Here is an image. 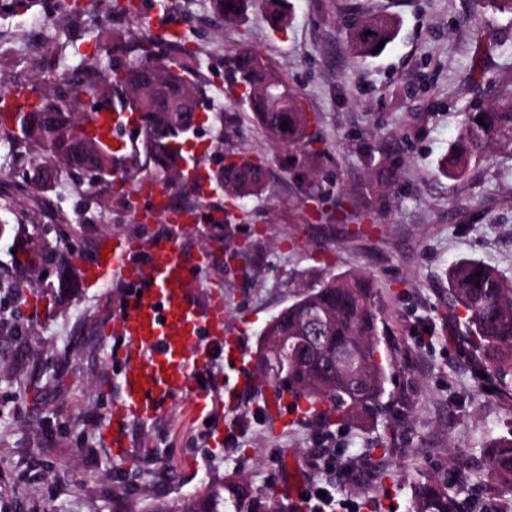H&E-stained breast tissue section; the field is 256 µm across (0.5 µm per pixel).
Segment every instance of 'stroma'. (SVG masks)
Returning a JSON list of instances; mask_svg holds the SVG:
<instances>
[{
	"mask_svg": "<svg viewBox=\"0 0 512 512\" xmlns=\"http://www.w3.org/2000/svg\"><path fill=\"white\" fill-rule=\"evenodd\" d=\"M81 19L60 0H27L14 9L0 0V81L29 85L83 67L94 47V23L108 0H82ZM139 15L116 26L139 34L154 18L173 21L195 49L204 122L195 140L204 172L240 152L264 158L268 184L241 200L230 223L191 225L184 246L205 253L195 291L224 297V328L259 351L267 323L304 289L331 275L371 279L381 315V350L392 377L387 412L366 426L331 427L340 457L336 473L307 466L319 445L316 417L268 416L261 389L225 408L228 442L212 446L209 427L187 405L128 431V463L102 439L116 390V340L105 332L124 294L109 277L58 297L57 268L36 265L25 293L44 297L47 311L30 317L12 303L0 321V512H138L178 506L206 485L236 473L257 488L278 486L286 459L302 478L330 484L336 501L357 512H410L412 485L422 471L439 474L470 512H512V488L484 467L488 441L512 422V390L490 388L474 371L464 324L449 323L446 272L463 259L482 261L512 278V148L492 145L458 179L438 164L457 140L465 113L512 98V15L478 16L474 0H287V28L251 7L221 20L212 0H143ZM393 18L397 36L377 56L352 63L349 30L361 12ZM39 47L53 62L39 66ZM256 49L308 112L319 150L318 172L333 177L362 224L319 221L304 186L287 172L288 151L261 129L232 93L226 62ZM395 159L397 180L376 202L362 195L371 157ZM27 170L0 141V224L17 251H29L32 224L48 241L94 255L115 238L157 235L160 223L138 220L109 181L98 183L104 209L85 208L72 181L56 178L39 194L25 191ZM84 223H77V216ZM248 253L232 261L225 244Z\"/></svg>",
	"mask_w": 512,
	"mask_h": 512,
	"instance_id": "obj_1",
	"label": "stroma"
}]
</instances>
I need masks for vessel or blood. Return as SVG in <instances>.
Masks as SVG:
<instances>
[{
	"instance_id": "obj_1",
	"label": "vessel or blood",
	"mask_w": 512,
	"mask_h": 512,
	"mask_svg": "<svg viewBox=\"0 0 512 512\" xmlns=\"http://www.w3.org/2000/svg\"><path fill=\"white\" fill-rule=\"evenodd\" d=\"M93 126L101 135L117 138L113 153L120 162L134 159L138 113L101 109L94 114ZM180 162L189 173L188 184L201 198H208L212 188L196 164L194 149L185 150ZM129 193L151 204L153 216L164 219L166 233L114 246L104 259L84 266L87 280L112 274L127 286L118 312L107 324L121 343L115 352L119 389L104 431L118 457L125 452L134 423L156 419L180 401L199 410L207 407L212 397L194 382L193 373L215 355H224L238 370L237 382L228 392L230 403H238L240 394L256 382L255 359L242 353L237 337L224 333L223 300L200 303L191 288L200 259L182 248L185 226L173 189L146 181L130 187ZM138 384L143 387L139 393L134 390Z\"/></svg>"
}]
</instances>
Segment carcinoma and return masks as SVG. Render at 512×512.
Wrapping results in <instances>:
<instances>
[{
	"label": "carcinoma",
	"instance_id": "1",
	"mask_svg": "<svg viewBox=\"0 0 512 512\" xmlns=\"http://www.w3.org/2000/svg\"><path fill=\"white\" fill-rule=\"evenodd\" d=\"M232 8H227V5ZM250 5H260L277 29L287 25L283 0H213L214 10L226 20L239 18ZM371 34H365V30ZM367 29L351 36L352 57L361 61L374 56L381 41L390 43L397 34L394 21L374 17ZM193 52L181 36L146 32L138 38L104 20L96 24L95 53L86 59L84 76L50 85L34 111H19L7 124L0 116V132L13 138L28 156L31 167L48 176L66 173L77 178L76 189L89 207L97 202V181L113 178L112 156L104 152L87 155L85 126L90 115L85 97L112 102V109L141 112L145 129L138 138L135 170L119 175L124 184L151 179L167 184L179 194L191 188L169 181L181 174L171 143L187 140L193 128L178 111L187 89H201L194 81ZM227 76L232 86L244 88L242 100L268 136L288 149V170L299 176L315 161L309 149L310 120L288 86L250 50H239L229 58ZM483 123H478V118ZM288 122L284 129L281 123ZM512 144V102L464 115L458 140L440 163V173L449 178L463 176L471 161L484 155L490 144ZM265 163L244 154L225 156L224 168L215 178L231 199L256 195L266 184ZM395 177L393 162L383 158L377 166L368 193L389 184ZM44 225H32L30 242L42 262L61 263L62 252L49 245ZM30 274L0 277V294H18ZM455 303L448 318L463 321L474 369L489 372L499 382L512 377V280L491 266L462 260L448 270ZM377 290L364 275H332L309 288L267 324L276 344L264 345L258 357L260 376L277 390L303 393L325 428L348 419L373 420L383 414L382 397L390 379L388 366L378 359L380 328ZM491 475L512 486V429L493 439L483 450ZM295 512L301 505L284 503L273 489L257 491L251 482L227 475L179 508L159 505L154 512ZM465 503L448 492L443 479L423 474L412 485V512H464Z\"/></svg>",
	"mask_w": 512,
	"mask_h": 512
}]
</instances>
